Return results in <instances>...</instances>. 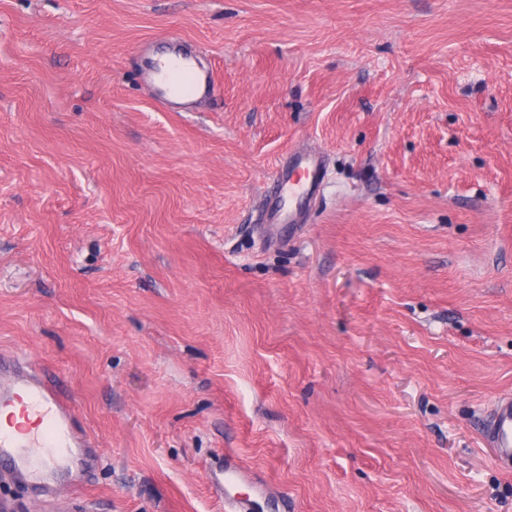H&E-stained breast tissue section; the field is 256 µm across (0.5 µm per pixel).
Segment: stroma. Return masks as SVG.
Instances as JSON below:
<instances>
[{
  "instance_id": "35a3bbf8",
  "label": "stroma",
  "mask_w": 512,
  "mask_h": 512,
  "mask_svg": "<svg viewBox=\"0 0 512 512\" xmlns=\"http://www.w3.org/2000/svg\"><path fill=\"white\" fill-rule=\"evenodd\" d=\"M0 352L74 401L76 512H224L229 452L264 512H512V0H0ZM193 56L186 54L178 56L175 61L167 62L163 66H151L146 78L155 84L161 91L164 99L159 103L165 107L183 105L185 101H177L173 95L184 93L187 96L210 95L217 87L213 71H205L196 67L192 61ZM177 75V76H175ZM326 169L322 155L316 151L303 150L290 155L288 161L275 171V193L281 201L288 198V211L281 207L273 211L272 220L295 224L297 212L291 208L293 201L319 190ZM486 445L505 472H512V396L499 397L491 410L485 429Z\"/></svg>"
}]
</instances>
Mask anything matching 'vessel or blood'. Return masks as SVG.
I'll use <instances>...</instances> for the list:
<instances>
[{"instance_id":"vessel-or-blood-1","label":"vessel or blood","mask_w":512,"mask_h":512,"mask_svg":"<svg viewBox=\"0 0 512 512\" xmlns=\"http://www.w3.org/2000/svg\"><path fill=\"white\" fill-rule=\"evenodd\" d=\"M147 78L158 87L167 107L175 105L176 93L207 96L217 87L213 72L196 67L189 55L151 67ZM325 173L319 152L294 153L275 171V192L283 201L308 196L322 186ZM16 406L24 416L35 418L38 429L21 434L0 429V472L14 482L37 484L44 496L57 497L67 479L64 461L75 458L89 445L75 427L74 403L19 356L0 353V407ZM485 441L497 465L512 472L511 395L496 401Z\"/></svg>"}]
</instances>
